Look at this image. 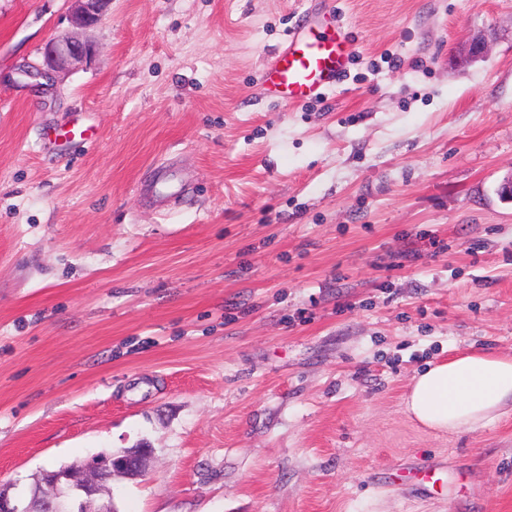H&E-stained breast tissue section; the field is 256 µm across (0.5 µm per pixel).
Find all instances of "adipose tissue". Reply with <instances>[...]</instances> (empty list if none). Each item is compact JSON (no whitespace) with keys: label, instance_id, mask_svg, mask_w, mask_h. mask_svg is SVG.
Segmentation results:
<instances>
[{"label":"adipose tissue","instance_id":"obj_1","mask_svg":"<svg viewBox=\"0 0 512 512\" xmlns=\"http://www.w3.org/2000/svg\"><path fill=\"white\" fill-rule=\"evenodd\" d=\"M404 405L421 425L442 432L473 431L512 407V356L470 351L413 375Z\"/></svg>","mask_w":512,"mask_h":512}]
</instances>
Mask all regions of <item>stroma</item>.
<instances>
[{
	"label": "stroma",
	"mask_w": 512,
	"mask_h": 512,
	"mask_svg": "<svg viewBox=\"0 0 512 512\" xmlns=\"http://www.w3.org/2000/svg\"><path fill=\"white\" fill-rule=\"evenodd\" d=\"M329 2L344 81L267 97ZM70 11L0 0V483L143 446L119 512H512V412L403 406L455 351L512 354V0H111L34 92ZM75 121L96 142L51 141ZM168 160L192 190L160 214ZM97 55V46L92 41L76 35L57 36L45 45L43 63L28 64L19 69L21 77L35 91L51 85L54 73L65 66L91 62Z\"/></svg>",
	"instance_id": "35a3bbf8"
}]
</instances>
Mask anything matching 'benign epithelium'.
<instances>
[{"mask_svg":"<svg viewBox=\"0 0 512 512\" xmlns=\"http://www.w3.org/2000/svg\"><path fill=\"white\" fill-rule=\"evenodd\" d=\"M73 25L78 29H88L98 24L104 16L109 0H74ZM97 55V46L76 35L57 36L45 45L43 63L28 64L19 69L21 77L32 89L39 91L51 85L54 73L59 69L80 63H88ZM149 448L134 452L122 450L111 453L99 462H90L78 471L46 470L42 473L45 483L55 489L51 507L55 512H68L75 498H64L62 488L73 491L78 496H93L99 492L103 475L115 472L134 477L144 474ZM17 484H0V512H30L27 500L12 493Z\"/></svg>","mask_w":512,"mask_h":512,"instance_id":"7a95c632","label":"benign epithelium"}]
</instances>
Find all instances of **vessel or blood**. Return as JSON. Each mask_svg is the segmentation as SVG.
<instances>
[{
	"instance_id": "obj_1",
	"label": "vessel or blood",
	"mask_w": 512,
	"mask_h": 512,
	"mask_svg": "<svg viewBox=\"0 0 512 512\" xmlns=\"http://www.w3.org/2000/svg\"><path fill=\"white\" fill-rule=\"evenodd\" d=\"M352 53L351 37L332 11L293 27L275 61L260 74L264 89L277 100L299 105L322 97L342 82ZM170 167H159L151 194L167 210L186 195Z\"/></svg>"
}]
</instances>
